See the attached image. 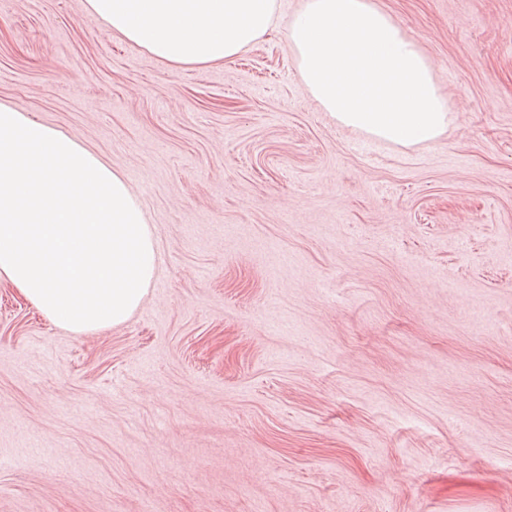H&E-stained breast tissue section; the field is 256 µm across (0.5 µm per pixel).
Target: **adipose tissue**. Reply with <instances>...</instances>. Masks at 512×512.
Here are the masks:
<instances>
[{
    "instance_id": "obj_1",
    "label": "adipose tissue",
    "mask_w": 512,
    "mask_h": 512,
    "mask_svg": "<svg viewBox=\"0 0 512 512\" xmlns=\"http://www.w3.org/2000/svg\"><path fill=\"white\" fill-rule=\"evenodd\" d=\"M121 39L172 68L234 60L286 23L300 79L336 123L423 146L455 115L429 56L377 0H84ZM153 231L126 180L73 138L0 105V279L52 322L89 335L126 322L153 280Z\"/></svg>"
}]
</instances>
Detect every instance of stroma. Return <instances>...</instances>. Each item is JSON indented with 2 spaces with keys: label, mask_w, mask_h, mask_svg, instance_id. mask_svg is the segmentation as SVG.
Listing matches in <instances>:
<instances>
[{
  "label": "stroma",
  "mask_w": 512,
  "mask_h": 512,
  "mask_svg": "<svg viewBox=\"0 0 512 512\" xmlns=\"http://www.w3.org/2000/svg\"><path fill=\"white\" fill-rule=\"evenodd\" d=\"M455 113L340 127L285 29L173 69L0 0V103L126 178L156 279L77 336L0 280V512H512V0H379Z\"/></svg>",
  "instance_id": "1"
}]
</instances>
